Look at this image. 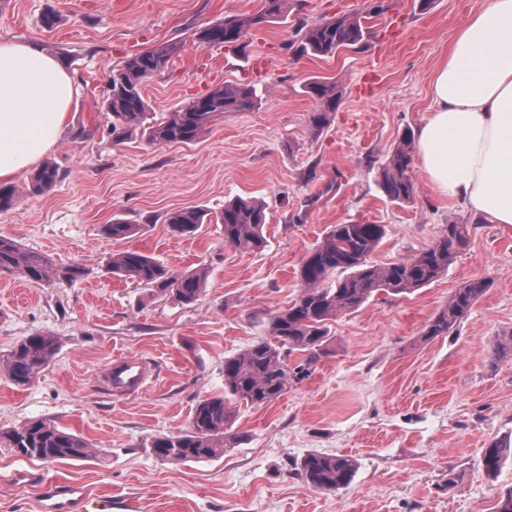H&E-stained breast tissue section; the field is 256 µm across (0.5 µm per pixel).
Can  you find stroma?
Listing matches in <instances>:
<instances>
[{
  "label": "stroma",
  "instance_id": "stroma-1",
  "mask_svg": "<svg viewBox=\"0 0 512 512\" xmlns=\"http://www.w3.org/2000/svg\"><path fill=\"white\" fill-rule=\"evenodd\" d=\"M483 0H288L287 19L252 30L238 50L201 46L191 33L242 18L261 0H0V42H41L63 57L80 94L49 157L55 185L0 211V235L56 263L85 268L70 283L33 284L0 274V355L26 337L59 340L53 360L28 387L0 374V432L44 420L84 438L87 461L44 463L0 446V512H44L55 487L70 512H495L512 488V464L497 477L483 448L512 434V355L493 358L512 333V226L481 221L445 203L418 164L409 203L392 202L379 168L430 112L432 74L454 35ZM60 17L46 27L43 16ZM360 17L361 49L298 57L300 25ZM179 39L178 57L143 84L156 114L214 87H255L251 110L228 112L191 144L158 146L110 135L101 108L112 70L128 56ZM267 71L254 79V58ZM336 83L331 123L315 128L311 78ZM266 206L262 249L245 252L211 223L191 236L172 231L170 212L219 213L226 201ZM120 218L141 225L129 240L102 228ZM381 224L369 256L385 266L428 249L446 225L464 224L467 244L432 283L379 292L328 324L322 351L304 376L269 404L239 405V441L218 458L175 464L156 458L153 437L188 430L200 400L224 393V360L268 333L271 314L301 291L305 254L333 225ZM136 249L174 272L206 267L200 300L152 295L106 270L112 252ZM492 286L448 335L424 327L472 279ZM144 360L151 377L137 394L112 392L101 374L112 357ZM310 453L357 462L351 484L318 491L300 474ZM83 488L71 499L68 485Z\"/></svg>",
  "mask_w": 512,
  "mask_h": 512
}]
</instances>
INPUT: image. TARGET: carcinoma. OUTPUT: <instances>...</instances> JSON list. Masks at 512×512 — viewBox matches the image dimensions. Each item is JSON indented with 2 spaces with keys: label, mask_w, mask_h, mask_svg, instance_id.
<instances>
[{
  "label": "carcinoma",
  "mask_w": 512,
  "mask_h": 512,
  "mask_svg": "<svg viewBox=\"0 0 512 512\" xmlns=\"http://www.w3.org/2000/svg\"><path fill=\"white\" fill-rule=\"evenodd\" d=\"M288 0H264V7L243 19L225 18L194 30L192 40L206 46L245 44L249 32L287 17ZM364 36L357 16H341L306 27L297 39V54L330 57L343 48L358 49ZM183 44L167 41L127 58L112 71L109 93L103 106L112 116L110 132L117 140L141 133L154 145L187 144L200 140L210 125L226 112H244L255 105L252 88L217 86L193 98L180 108L153 120L151 107L142 95L143 83L160 72ZM307 93L317 102L312 123L322 128L330 122L340 100L336 84L314 79ZM410 140L393 150L380 172L386 196L395 202L414 200L416 188L408 175L411 161ZM59 178L54 163L47 161L30 176L25 187L0 185V210L13 207L24 193H39ZM208 213L198 208L175 211L167 218L181 235L194 234L207 221ZM224 227V242L239 249L255 251L263 247L262 229L266 224L263 206L255 200L236 199L224 204L215 216ZM140 225L121 219L104 225V234L114 240L130 239ZM382 224H336L309 250L299 268L302 291L287 310L271 315L269 338L256 341L240 354L224 358V396L203 399L196 406L189 429L181 434L158 436L150 441L152 453L163 461L199 462L215 458L232 447L237 435L230 433L233 410L230 401L260 407L288 391L290 381L305 372L302 364L291 369L287 358L295 351L313 359L327 336V324L337 313L359 307L374 293L400 294L421 288L448 269L455 253L468 241L465 224H450L428 249L404 261L385 267L370 265L367 257L382 242ZM108 271L120 278H134L157 295L170 296L192 304L204 292L206 272L174 273L153 257L136 249L110 256ZM0 273L19 275L35 283L72 282L85 275L79 265L58 266L49 258L21 248L14 240L0 236ZM491 286L485 278L473 279L455 290L448 305L423 330L422 338L445 336ZM57 351L55 337L29 336L0 356V372L17 387L31 385L52 361ZM0 443L29 459L46 463L85 460L94 456L90 444L80 436L42 420L24 423L0 433ZM512 462V438L495 440L482 449L481 465L489 476H496L506 462ZM301 474L310 487L335 491L348 486L354 475L351 459L342 455L312 453L301 460Z\"/></svg>",
  "instance_id": "1"
}]
</instances>
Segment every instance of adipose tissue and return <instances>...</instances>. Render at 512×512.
<instances>
[{
	"label": "adipose tissue",
	"instance_id": "1",
	"mask_svg": "<svg viewBox=\"0 0 512 512\" xmlns=\"http://www.w3.org/2000/svg\"><path fill=\"white\" fill-rule=\"evenodd\" d=\"M77 89L40 43H0V181L58 144ZM413 138L432 191L490 224L512 225V0H485L456 32Z\"/></svg>",
	"mask_w": 512,
	"mask_h": 512
}]
</instances>
